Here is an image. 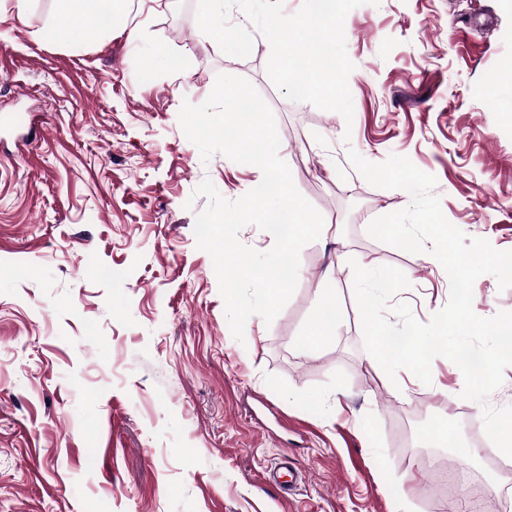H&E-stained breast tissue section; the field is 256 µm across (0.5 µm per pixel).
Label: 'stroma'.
<instances>
[{
  "instance_id": "stroma-1",
  "label": "stroma",
  "mask_w": 512,
  "mask_h": 512,
  "mask_svg": "<svg viewBox=\"0 0 512 512\" xmlns=\"http://www.w3.org/2000/svg\"><path fill=\"white\" fill-rule=\"evenodd\" d=\"M197 0H134L98 24L74 0H0V512H448L432 468L469 469L509 497L483 405L435 358L432 381H390L365 350L350 260L390 265L421 321L449 301L444 268L367 233L409 194L371 186L349 159L408 157L435 176L445 218L512 250V11L502 0H380L352 9L354 119L288 100L271 47L224 54ZM271 108L280 157L324 218L272 324L230 329L197 248L203 179L235 200L261 170L202 160L183 102L218 75ZM330 292L335 306H318ZM473 308L512 311L491 275ZM336 329L315 349L300 339ZM95 336L86 333L87 324ZM289 459L292 495L268 479Z\"/></svg>"
}]
</instances>
